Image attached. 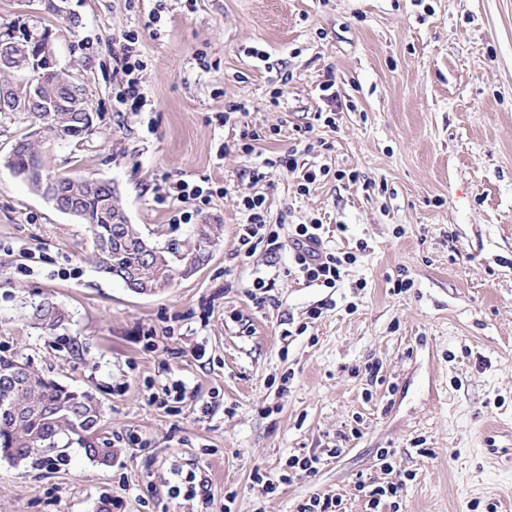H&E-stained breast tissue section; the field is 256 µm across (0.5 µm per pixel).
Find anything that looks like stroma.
<instances>
[{
  "mask_svg": "<svg viewBox=\"0 0 512 512\" xmlns=\"http://www.w3.org/2000/svg\"><path fill=\"white\" fill-rule=\"evenodd\" d=\"M128 30L146 63L140 112L115 103ZM43 33L96 114L84 139L45 145L48 169L112 182L173 261L199 225L217 232L171 288L131 292L98 271L87 225L6 166L29 120L0 114V356L102 405L96 433L62 436L64 465L0 457V512H298L317 495L373 512L364 489L400 479L374 512H512V0H0V39ZM329 74L331 125L314 118ZM236 102L274 131L250 153L218 120ZM300 127L314 151L294 172L268 166ZM180 179L216 190L193 224L170 221ZM248 193L282 229L244 260ZM314 220L327 248L357 256L333 288L290 272L294 227ZM401 271L413 285L397 293ZM42 301L68 313L51 334L29 319ZM175 381L183 401L153 402ZM90 443L118 453L100 464ZM312 454L315 472L289 470ZM190 471L204 496L173 495Z\"/></svg>",
  "mask_w": 512,
  "mask_h": 512,
  "instance_id": "35a3bbf8",
  "label": "stroma"
}]
</instances>
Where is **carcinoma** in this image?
I'll list each match as a JSON object with an SVG mask.
<instances>
[{"label":"carcinoma","instance_id":"cac0c4a2","mask_svg":"<svg viewBox=\"0 0 512 512\" xmlns=\"http://www.w3.org/2000/svg\"><path fill=\"white\" fill-rule=\"evenodd\" d=\"M30 117L44 125L42 141L75 137L81 130L73 127L77 113L67 108L48 114L31 107ZM17 171L33 170L51 178L55 190L64 197L80 198L83 223L88 225L96 248L100 272L110 276L112 269L142 266L143 277L155 289L172 286L177 270L167 251L156 248L132 224H115L112 184L90 192L83 179L53 175L46 170L40 145L29 141V133L16 138L5 158ZM211 242V225H201L193 249L185 256L194 266L208 258L206 244ZM31 320L37 327L52 332L67 320V312L47 302L32 309ZM101 403L88 391L72 389L17 359L0 358V456L14 463L45 457L58 451V439L67 433L90 434L99 427Z\"/></svg>","mask_w":512,"mask_h":512}]
</instances>
